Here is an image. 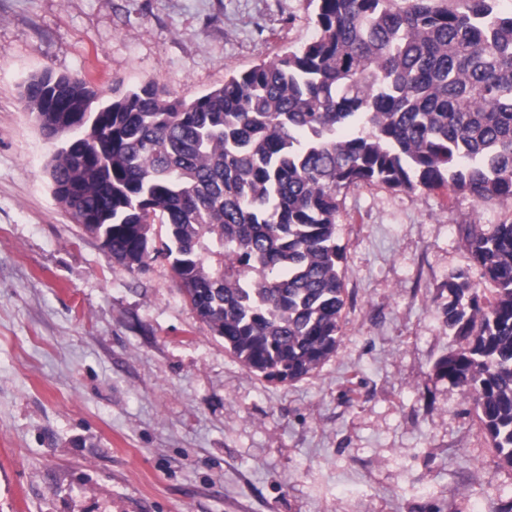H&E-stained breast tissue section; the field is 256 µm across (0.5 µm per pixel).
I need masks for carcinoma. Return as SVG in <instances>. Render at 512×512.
I'll return each mask as SVG.
<instances>
[{
    "instance_id": "carcinoma-1",
    "label": "carcinoma",
    "mask_w": 512,
    "mask_h": 512,
    "mask_svg": "<svg viewBox=\"0 0 512 512\" xmlns=\"http://www.w3.org/2000/svg\"><path fill=\"white\" fill-rule=\"evenodd\" d=\"M317 36L193 100L112 95L44 71L24 110L59 142L55 199L129 271L169 261L200 319L250 371L299 380L341 337L338 194L381 183L512 198V12L496 0H315ZM167 240L143 246L146 226ZM484 281L448 277L459 346L437 375L472 398L512 465V222L462 225Z\"/></svg>"
}]
</instances>
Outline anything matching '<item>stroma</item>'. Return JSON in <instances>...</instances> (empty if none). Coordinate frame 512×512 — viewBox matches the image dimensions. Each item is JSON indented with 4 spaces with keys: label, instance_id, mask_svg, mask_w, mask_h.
<instances>
[{
    "label": "stroma",
    "instance_id": "1",
    "mask_svg": "<svg viewBox=\"0 0 512 512\" xmlns=\"http://www.w3.org/2000/svg\"><path fill=\"white\" fill-rule=\"evenodd\" d=\"M314 0H0V512H502L512 466L439 378L461 225L512 200L341 191L336 352L249 371L169 264L128 271L55 200L20 101L45 70L192 99L316 33Z\"/></svg>",
    "mask_w": 512,
    "mask_h": 512
}]
</instances>
